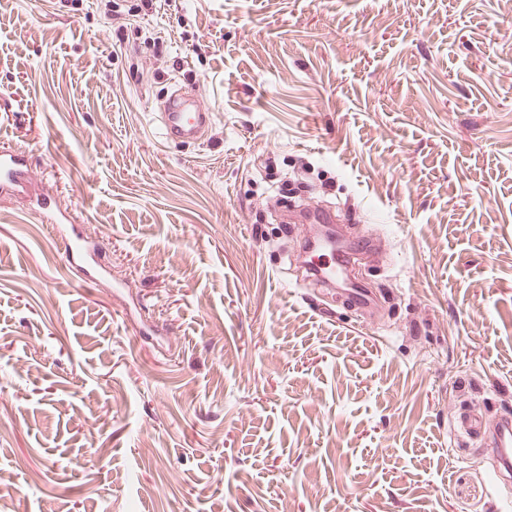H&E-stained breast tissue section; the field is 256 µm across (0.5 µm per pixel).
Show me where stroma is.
<instances>
[{
  "instance_id": "obj_1",
  "label": "stroma",
  "mask_w": 512,
  "mask_h": 512,
  "mask_svg": "<svg viewBox=\"0 0 512 512\" xmlns=\"http://www.w3.org/2000/svg\"><path fill=\"white\" fill-rule=\"evenodd\" d=\"M1 148L0 512L512 499L459 425L512 417V0H0ZM287 175L372 239V310L300 283ZM162 103L157 120L165 141L195 143L215 118L214 112L202 109L197 99L182 89L172 91ZM0 181H7L20 190L25 188L27 182V167L24 164L23 152L1 151ZM43 205L42 209L45 210L43 222L50 224L49 227L56 237L66 241L69 246L71 261L86 265L84 267L80 266L84 270L82 281L87 284H94L95 271L88 265V262L95 254L98 245L96 239L89 236L85 230L75 229L73 225L64 224V220L56 211L46 207V204Z\"/></svg>"
}]
</instances>
